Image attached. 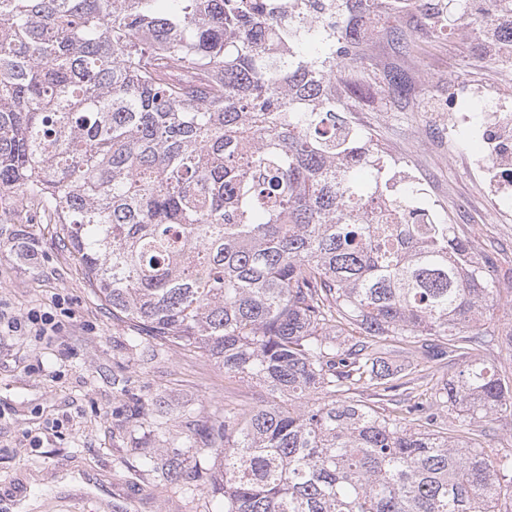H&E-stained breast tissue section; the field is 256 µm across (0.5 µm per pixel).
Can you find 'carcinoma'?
Here are the masks:
<instances>
[{"label":"carcinoma","mask_w":512,"mask_h":512,"mask_svg":"<svg viewBox=\"0 0 512 512\" xmlns=\"http://www.w3.org/2000/svg\"><path fill=\"white\" fill-rule=\"evenodd\" d=\"M276 8L0 0V194L42 205L139 334L262 387L200 433L224 512H512V451L483 443L512 417L496 257L393 195L347 124L360 39Z\"/></svg>","instance_id":"carcinoma-1"}]
</instances>
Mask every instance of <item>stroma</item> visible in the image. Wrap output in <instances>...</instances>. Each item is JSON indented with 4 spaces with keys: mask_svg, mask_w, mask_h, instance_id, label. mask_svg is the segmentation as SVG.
I'll return each mask as SVG.
<instances>
[{
    "mask_svg": "<svg viewBox=\"0 0 512 512\" xmlns=\"http://www.w3.org/2000/svg\"><path fill=\"white\" fill-rule=\"evenodd\" d=\"M364 52L352 70L361 94L336 92L346 117L400 152L408 178L437 187L439 214L474 230L476 254L512 258V223H499L468 167L478 138L449 137L431 103L433 92H447L462 76L512 93V65L487 64L486 48L465 44L447 26L427 27L418 8L399 20L396 35L365 42ZM393 70L404 86H385ZM32 310L54 313L63 328L50 340L0 333V507L223 512L222 497L207 486L165 484L159 467L173 454L198 465L187 440L192 428L256 401L259 386L225 377L196 350L136 351L135 329L93 294L59 225L46 223L36 204L0 195V316Z\"/></svg>",
    "mask_w": 512,
    "mask_h": 512,
    "instance_id": "stroma-1",
    "label": "stroma"
}]
</instances>
